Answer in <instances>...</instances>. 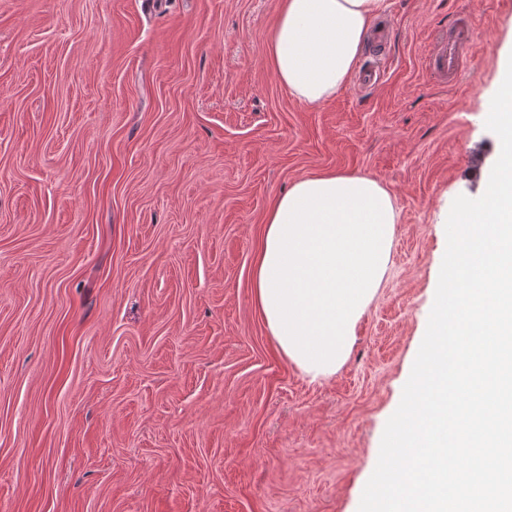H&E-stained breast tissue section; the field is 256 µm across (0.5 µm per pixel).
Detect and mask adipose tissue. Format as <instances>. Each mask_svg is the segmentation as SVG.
I'll list each match as a JSON object with an SVG mask.
<instances>
[{
  "label": "adipose tissue",
  "instance_id": "1",
  "mask_svg": "<svg viewBox=\"0 0 512 512\" xmlns=\"http://www.w3.org/2000/svg\"><path fill=\"white\" fill-rule=\"evenodd\" d=\"M386 0H282L269 44L276 80L316 105L350 81ZM394 197L377 180L296 179L266 219L256 305L280 352L311 380L336 373L391 263Z\"/></svg>",
  "mask_w": 512,
  "mask_h": 512
}]
</instances>
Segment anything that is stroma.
Segmentation results:
<instances>
[{
    "instance_id": "obj_1",
    "label": "stroma",
    "mask_w": 512,
    "mask_h": 512,
    "mask_svg": "<svg viewBox=\"0 0 512 512\" xmlns=\"http://www.w3.org/2000/svg\"><path fill=\"white\" fill-rule=\"evenodd\" d=\"M281 0H0V512H358L433 306L453 200L483 193L512 5L388 0L382 84L309 106ZM468 24L481 65L425 68ZM396 198L348 359L310 380L252 272L298 177Z\"/></svg>"
}]
</instances>
